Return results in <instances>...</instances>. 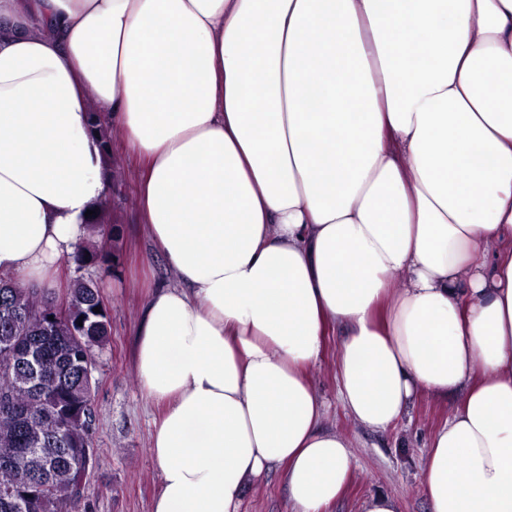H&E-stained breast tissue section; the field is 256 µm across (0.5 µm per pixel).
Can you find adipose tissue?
<instances>
[{
	"label": "adipose tissue",
	"mask_w": 512,
	"mask_h": 512,
	"mask_svg": "<svg viewBox=\"0 0 512 512\" xmlns=\"http://www.w3.org/2000/svg\"><path fill=\"white\" fill-rule=\"evenodd\" d=\"M0 276L54 291L112 174L175 273L136 369L158 406L152 512H293L353 471L309 370L384 432L457 397L429 512H512V0H0ZM504 242L490 252V242ZM283 468L272 470L245 491L242 512H291Z\"/></svg>",
	"instance_id": "obj_1"
}]
</instances>
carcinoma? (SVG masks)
<instances>
[{"label": "carcinoma", "mask_w": 512, "mask_h": 512, "mask_svg": "<svg viewBox=\"0 0 512 512\" xmlns=\"http://www.w3.org/2000/svg\"><path fill=\"white\" fill-rule=\"evenodd\" d=\"M66 293L0 277V512H76L78 449L93 447L94 396L79 368L110 344V309L90 267L112 271L105 253L78 250ZM100 312H93V308Z\"/></svg>", "instance_id": "obj_1"}]
</instances>
